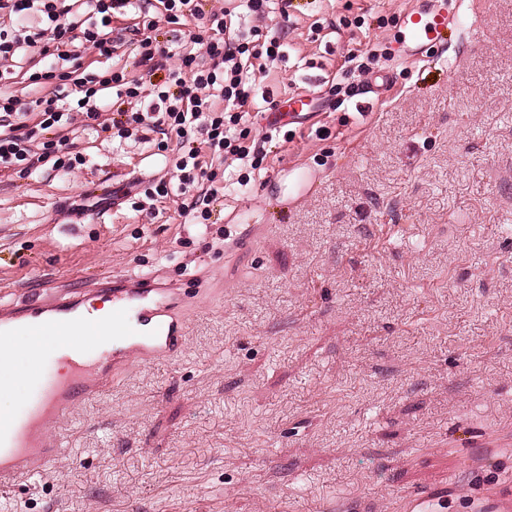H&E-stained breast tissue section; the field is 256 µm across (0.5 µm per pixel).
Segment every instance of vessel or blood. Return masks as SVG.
<instances>
[{"label": "vessel or blood", "mask_w": 512, "mask_h": 512, "mask_svg": "<svg viewBox=\"0 0 512 512\" xmlns=\"http://www.w3.org/2000/svg\"><path fill=\"white\" fill-rule=\"evenodd\" d=\"M458 13L445 8L404 11L399 23L408 44L406 55L415 60L425 47L443 41L448 28L457 24ZM112 313L97 323L100 338H111V357H92L89 344H61L52 358L70 366L66 381L46 386L43 375L32 378L33 391L10 421L0 420V487L44 471L64 453L62 440L44 428L31 427L34 409L47 410L52 422L60 423L83 404L92 390L111 385L118 368L129 360L150 361L176 355L183 347L187 324L176 313L172 290L154 280L128 279L113 283ZM86 296H62L54 301H22L10 321L0 324V341L16 331L35 336L65 335L79 329ZM434 494L420 491L400 497L395 512H434Z\"/></svg>", "instance_id": "vessel-or-blood-1"}]
</instances>
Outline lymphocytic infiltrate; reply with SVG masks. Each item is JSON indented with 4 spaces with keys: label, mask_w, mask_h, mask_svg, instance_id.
Segmentation results:
<instances>
[{
    "label": "lymphocytic infiltrate",
    "mask_w": 512,
    "mask_h": 512,
    "mask_svg": "<svg viewBox=\"0 0 512 512\" xmlns=\"http://www.w3.org/2000/svg\"><path fill=\"white\" fill-rule=\"evenodd\" d=\"M79 1L0 0V18L12 21L0 27V65L27 63L28 84L43 89L31 103L0 94L1 166L22 174L47 164L71 167L68 129L73 119L103 132L100 116L118 98L128 105L118 125L121 132L175 136L172 162L183 188L204 176V149L213 160L232 159L260 168L264 145L248 138L239 125L250 103L257 65L280 55L279 36H264L256 29L240 33L228 24L224 11L203 12L201 0H153L148 7L142 0H83L94 13L90 22L79 18ZM130 7L137 10V22L113 28L114 15ZM32 13L40 16V26L25 25ZM156 14L190 27L192 47L178 57V64H171V52L151 34ZM128 34L138 46L137 79L126 69L107 65ZM89 56L103 59V66L86 64ZM216 94L224 100L223 110L213 107Z\"/></svg>",
    "instance_id": "lymphocytic-infiltrate-1"
}]
</instances>
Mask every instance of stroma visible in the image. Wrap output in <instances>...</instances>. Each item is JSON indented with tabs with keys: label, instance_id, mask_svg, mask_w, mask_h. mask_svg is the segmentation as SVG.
Masks as SVG:
<instances>
[{
	"label": "stroma",
	"instance_id": "1",
	"mask_svg": "<svg viewBox=\"0 0 512 512\" xmlns=\"http://www.w3.org/2000/svg\"><path fill=\"white\" fill-rule=\"evenodd\" d=\"M460 33L391 58L428 0H292L265 23L253 135L294 94L260 169L207 219L176 197L74 215L93 180L143 192L177 172L155 143L75 129L83 163L0 169V317L31 296L147 276L179 293L183 352L134 362L63 426L0 512H492L512 486V0H462ZM375 48L370 71L344 60ZM387 71L384 97L370 89ZM435 494L425 491L412 492L395 503L396 512H434Z\"/></svg>",
	"mask_w": 512,
	"mask_h": 512
}]
</instances>
